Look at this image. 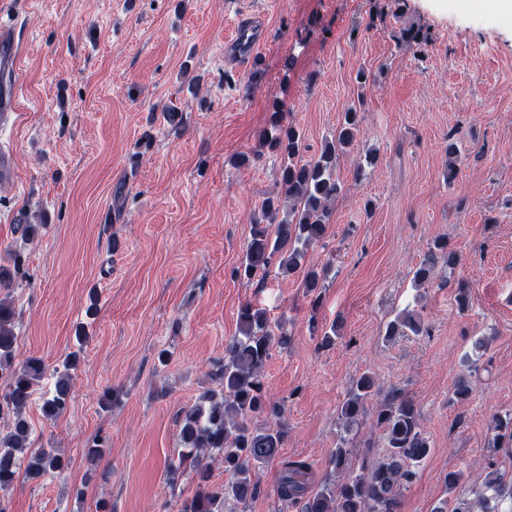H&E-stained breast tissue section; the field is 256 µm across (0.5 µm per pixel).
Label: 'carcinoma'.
Wrapping results in <instances>:
<instances>
[{
	"label": "carcinoma",
	"mask_w": 512,
	"mask_h": 512,
	"mask_svg": "<svg viewBox=\"0 0 512 512\" xmlns=\"http://www.w3.org/2000/svg\"><path fill=\"white\" fill-rule=\"evenodd\" d=\"M360 117L350 108L344 113L336 134L327 139L320 152L305 160L301 131L275 105L266 126L258 134L259 152L280 159L276 189L250 222V236L236 275L251 280L266 276L274 268L292 273L301 268L308 249L319 243L328 228L330 204L343 194L336 178V159L349 148L359 133ZM448 267L459 262L456 252L444 242H436L428 258L413 271V282L425 286L432 282L437 262ZM303 286L309 294L323 287V274L310 267ZM12 304L0 298V372L9 375L8 388L0 393V416H13L9 434L0 436V492H8L20 468L37 480L49 471L61 470L67 459L56 448L28 452L30 427L24 417L34 386L45 373L43 361L27 359L13 364L16 336ZM419 336L426 332L420 317L413 312L397 315L386 324V336ZM288 343L283 328L273 331L266 312L250 304L239 313L238 334L224 348V359L213 364L211 379L220 390L204 392L193 405L181 410L182 450L178 461L169 465L176 475L187 472L196 484L179 512H227L231 502L242 503L260 492L257 471L279 456L285 432L281 427L282 407L271 402L265 392L263 371L273 346ZM490 338L477 337L463 358L464 375L452 391V400L465 401L471 395L469 377L480 370V360ZM77 353L67 354L61 367L54 369L53 390L43 397L41 409L51 419L68 408ZM376 401V426L381 429L385 454L371 464H361L354 473L348 447L350 435ZM341 420L336 450L331 453L332 477L312 483L310 464L303 459H285L275 495L281 502L302 504L301 512H396L402 491L408 487L419 466L430 453V442L421 431L413 402L398 390L381 394L377 379L364 372L352 381L338 408ZM492 437L487 448L492 454L507 450L512 456V412L494 415L490 420ZM224 466L230 479L221 487L210 484L214 465ZM435 512H512V477L489 468L475 497L442 504Z\"/></svg>",
	"instance_id": "1"
}]
</instances>
